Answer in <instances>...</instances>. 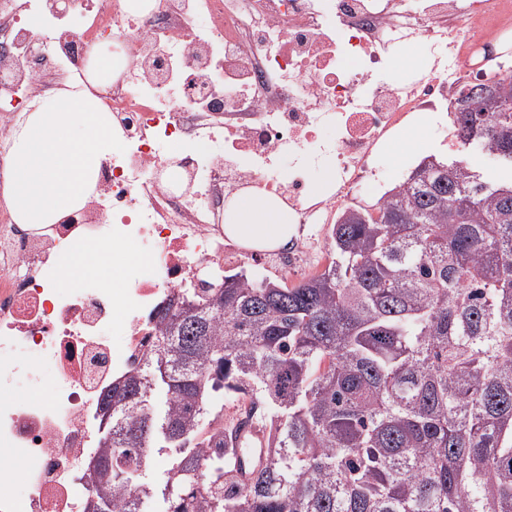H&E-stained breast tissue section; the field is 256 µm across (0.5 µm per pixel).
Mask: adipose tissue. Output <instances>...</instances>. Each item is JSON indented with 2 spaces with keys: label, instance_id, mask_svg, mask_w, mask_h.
Listing matches in <instances>:
<instances>
[{
  "label": "adipose tissue",
  "instance_id": "ef3b65f1",
  "mask_svg": "<svg viewBox=\"0 0 512 512\" xmlns=\"http://www.w3.org/2000/svg\"><path fill=\"white\" fill-rule=\"evenodd\" d=\"M117 147L109 113L88 91L57 90L41 110L21 113L12 129L10 162L0 173V194L15 222L55 224L85 206L98 194L102 160ZM295 233L291 211L274 198L236 193L225 202L224 234L246 249H280ZM143 263L134 250L118 252L78 241L60 267L64 275L80 272L109 284L121 267Z\"/></svg>",
  "mask_w": 512,
  "mask_h": 512
}]
</instances>
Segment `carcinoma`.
Returning <instances> with one entry per match:
<instances>
[{
  "label": "carcinoma",
  "instance_id": "cac0c4a2",
  "mask_svg": "<svg viewBox=\"0 0 512 512\" xmlns=\"http://www.w3.org/2000/svg\"><path fill=\"white\" fill-rule=\"evenodd\" d=\"M486 80L453 127L495 173L427 157L339 214L324 270L212 268L154 312L142 367L100 400L87 512H145L156 448L176 451L165 512H512V80ZM222 390L267 431L246 487L205 423Z\"/></svg>",
  "mask_w": 512,
  "mask_h": 512
}]
</instances>
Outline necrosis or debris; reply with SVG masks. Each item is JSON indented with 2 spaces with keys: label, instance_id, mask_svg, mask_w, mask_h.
<instances>
[{
  "label": "necrosis or debris",
  "instance_id": "obj_1",
  "mask_svg": "<svg viewBox=\"0 0 512 512\" xmlns=\"http://www.w3.org/2000/svg\"><path fill=\"white\" fill-rule=\"evenodd\" d=\"M508 1L0 0V168L17 113L38 110L59 77L92 79L90 45L111 43L120 64L100 97L120 146L101 163L99 199L41 228L0 199V512H84L98 402L150 350L155 309L197 284L200 265L247 261L224 235L226 198L255 189L288 204L298 232L275 264L306 275L326 250L309 230L362 197L389 135L502 72ZM410 41L425 66L405 79L388 66ZM326 165L333 180L314 195ZM78 238L139 242L143 274L125 288L59 279Z\"/></svg>",
  "mask_w": 512,
  "mask_h": 512
}]
</instances>
